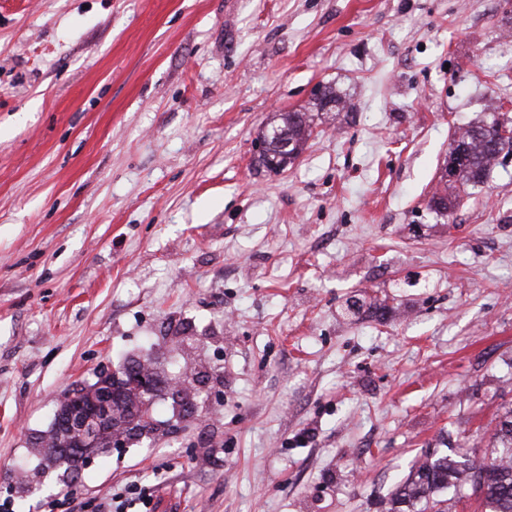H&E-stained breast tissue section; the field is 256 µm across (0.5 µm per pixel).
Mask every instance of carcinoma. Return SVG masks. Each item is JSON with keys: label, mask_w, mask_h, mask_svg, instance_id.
<instances>
[{"label": "carcinoma", "mask_w": 512, "mask_h": 512, "mask_svg": "<svg viewBox=\"0 0 512 512\" xmlns=\"http://www.w3.org/2000/svg\"><path fill=\"white\" fill-rule=\"evenodd\" d=\"M347 106L345 97L332 87H324L314 94L310 106L304 112H281L270 127L262 133L264 153L262 163L275 169L271 159L285 153L290 160L297 159L312 135L313 113L340 112ZM506 123L500 118L499 107L488 109L481 121L466 128L464 138L458 140L463 147V158L458 164L453 180H442V190L433 196L431 207L443 215L456 204L459 189H477L483 185L496 165L497 153L512 149V142L497 138L496 126ZM139 402L135 388L125 390L121 402L115 404L113 413L123 426L111 429L98 437L100 448L112 447V435L116 430L126 433L127 441L147 438L153 432L151 422L133 419L130 407ZM47 448H35L41 470H55L61 466L76 472L85 457V451L77 443L50 431ZM496 445L483 461V471L470 464V459L454 454L427 455L415 471L400 485L389 501L388 512H451L452 502L465 491L475 494L478 512H512V411L499 423L494 435Z\"/></svg>", "instance_id": "1"}]
</instances>
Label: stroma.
<instances>
[{"label":"stroma","mask_w":512,"mask_h":512,"mask_svg":"<svg viewBox=\"0 0 512 512\" xmlns=\"http://www.w3.org/2000/svg\"><path fill=\"white\" fill-rule=\"evenodd\" d=\"M321 86L348 108L259 166ZM495 101L512 0H0V512H385L426 449L490 454L512 161L429 201ZM147 350L195 418L159 396L75 499L26 492L64 394Z\"/></svg>","instance_id":"stroma-1"}]
</instances>
